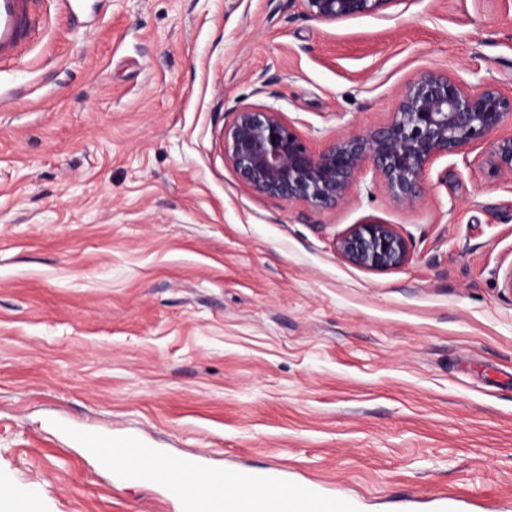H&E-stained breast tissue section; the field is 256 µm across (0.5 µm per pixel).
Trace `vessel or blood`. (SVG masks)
Masks as SVG:
<instances>
[{
    "label": "vessel or blood",
    "mask_w": 512,
    "mask_h": 512,
    "mask_svg": "<svg viewBox=\"0 0 512 512\" xmlns=\"http://www.w3.org/2000/svg\"><path fill=\"white\" fill-rule=\"evenodd\" d=\"M31 0H0V59L22 58L32 38L36 20L30 10ZM80 442L90 450L104 448L133 458V465L122 470L129 482L164 488L183 512H280L284 500L274 497L278 488L276 477L268 472H250L233 478L213 471L208 476L204 496H197L195 487L199 468L194 461H185L179 480H171L167 471L153 465V449L136 439L113 442L97 431L81 433ZM297 512H334L335 499L318 495L298 486L293 490Z\"/></svg>",
    "instance_id": "vessel-or-blood-1"
}]
</instances>
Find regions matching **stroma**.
Segmentation results:
<instances>
[{"mask_svg": "<svg viewBox=\"0 0 512 512\" xmlns=\"http://www.w3.org/2000/svg\"><path fill=\"white\" fill-rule=\"evenodd\" d=\"M0 66V479L41 512H177L66 429L201 471L269 470L352 512H512V177L436 161L398 204L255 192L224 129L270 106L317 150L386 123L421 73L512 88V0H36ZM405 237L369 271L335 241ZM302 13L317 22H337L362 15H382L400 0H297ZM337 253L351 265L386 271L408 260L405 237L391 224L368 221L353 227L335 242ZM80 442L84 448L97 451V448H105L119 452L130 458L154 459L153 448H147L145 444L137 439H130L122 442L112 443V437L105 436L97 431H87L80 434Z\"/></svg>", "mask_w": 512, "mask_h": 512, "instance_id": "obj_1", "label": "stroma"}]
</instances>
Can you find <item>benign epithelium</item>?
I'll list each match as a JSON object with an SVG mask.
<instances>
[{"mask_svg":"<svg viewBox=\"0 0 512 512\" xmlns=\"http://www.w3.org/2000/svg\"><path fill=\"white\" fill-rule=\"evenodd\" d=\"M302 13L317 22L382 15L399 0H298ZM512 92L492 82L467 87L447 73L426 71L402 92L381 127L336 138L320 151L273 107L244 108L224 129V156L260 194L300 198L318 208H334L351 195L353 180L370 168L393 198L406 207L424 199L433 163L489 142L485 164L494 175L512 176ZM348 263L386 271L408 260L405 237L392 224H355L335 242Z\"/></svg>","mask_w":512,"mask_h":512,"instance_id":"7a95c632","label":"benign epithelium"}]
</instances>
